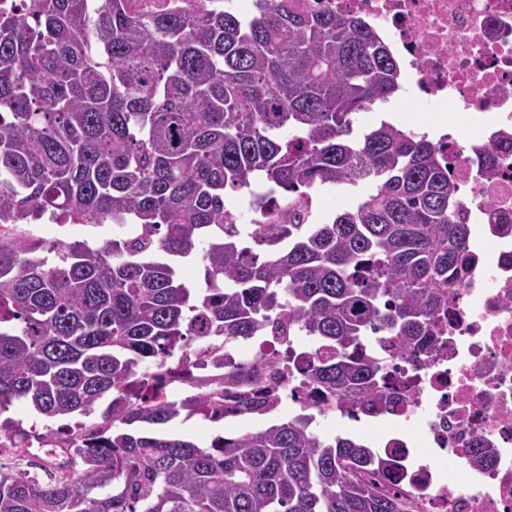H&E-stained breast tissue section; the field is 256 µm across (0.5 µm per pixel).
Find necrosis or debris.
Wrapping results in <instances>:
<instances>
[{"instance_id": "1", "label": "necrosis or debris", "mask_w": 512, "mask_h": 512, "mask_svg": "<svg viewBox=\"0 0 512 512\" xmlns=\"http://www.w3.org/2000/svg\"><path fill=\"white\" fill-rule=\"evenodd\" d=\"M370 22L404 84L453 121L440 137L478 233L430 354L397 358L408 512H512V0H299Z\"/></svg>"}]
</instances>
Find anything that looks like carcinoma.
<instances>
[{
  "label": "carcinoma",
  "mask_w": 512,
  "mask_h": 512,
  "mask_svg": "<svg viewBox=\"0 0 512 512\" xmlns=\"http://www.w3.org/2000/svg\"><path fill=\"white\" fill-rule=\"evenodd\" d=\"M22 0L0 10V413L101 422L47 479L0 473V512H402L392 454L323 437L311 410H405L387 362L432 351L472 231L441 145L357 115L400 89L362 18L297 0ZM370 185L309 222L308 194L239 224L224 191ZM136 224L99 244L22 226ZM200 262L203 285L179 275ZM272 337L251 357L237 347ZM300 407L281 414L283 382ZM268 417L200 445L180 416ZM52 435L0 419V448Z\"/></svg>",
  "instance_id": "carcinoma-1"
}]
</instances>
